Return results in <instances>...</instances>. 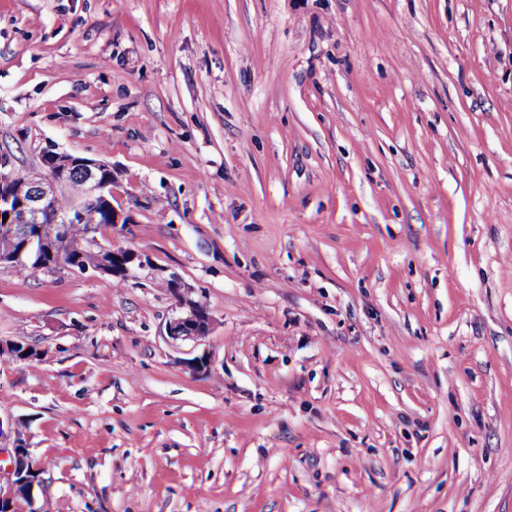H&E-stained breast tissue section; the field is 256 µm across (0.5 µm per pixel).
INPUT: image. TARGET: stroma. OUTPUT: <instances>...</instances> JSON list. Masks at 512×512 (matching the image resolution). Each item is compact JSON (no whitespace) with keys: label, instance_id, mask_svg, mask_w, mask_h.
I'll use <instances>...</instances> for the list:
<instances>
[{"label":"stroma","instance_id":"1","mask_svg":"<svg viewBox=\"0 0 512 512\" xmlns=\"http://www.w3.org/2000/svg\"><path fill=\"white\" fill-rule=\"evenodd\" d=\"M49 147L150 263L0 270L20 512H512V0H0V155ZM170 276L178 285L177 288L172 287L171 281L161 280L168 291L170 288V295L175 302V314L166 324V335L174 341L206 336L211 318L206 311L198 309V304L191 298L194 288H181V279L174 273ZM27 444L14 442L12 452L10 454L11 463L6 473L8 489L6 493H2L0 484V512L2 507H6L3 512H13L18 498L27 500L28 506H32L34 500L32 490L35 479L31 477V472L37 471L33 466L31 469L25 467L24 455H29ZM24 462V464H23Z\"/></svg>","mask_w":512,"mask_h":512}]
</instances>
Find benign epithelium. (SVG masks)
<instances>
[{
	"instance_id": "benign-epithelium-1",
	"label": "benign epithelium",
	"mask_w": 512,
	"mask_h": 512,
	"mask_svg": "<svg viewBox=\"0 0 512 512\" xmlns=\"http://www.w3.org/2000/svg\"><path fill=\"white\" fill-rule=\"evenodd\" d=\"M42 164L46 167L44 180L35 188L28 191L13 185V177H0V236L16 242L21 240L18 251L0 254V266H8L25 253L40 254L46 249L43 224L50 221V237H59L66 243L71 239L72 224H83L87 212L94 216L104 213L103 223L112 228H125L128 225L123 209L112 204V181L109 175L110 167L100 160L89 158L75 159L71 155L61 154L52 149L42 153ZM80 167L85 174L89 191L84 201L73 208L61 213L54 210L55 200L60 190L68 183L71 169ZM135 261V255L121 257L112 252V262L106 261L84 264L74 273L84 274L91 271L100 276L115 275L120 271H129L128 264ZM172 281L177 287L170 289V295L175 302V314L166 324V335L173 341L198 339L208 334L210 316L197 308V303L191 298L192 288L182 287V281L176 274H171ZM29 454L27 444L14 442L10 454L11 463L7 472V492H0V508L5 512H14L18 499L33 502L32 490L35 479L31 470L25 467L24 456Z\"/></svg>"
}]
</instances>
